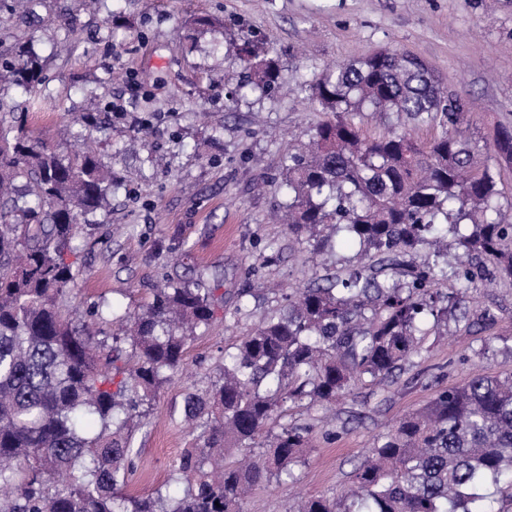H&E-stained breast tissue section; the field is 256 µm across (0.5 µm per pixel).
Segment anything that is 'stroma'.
Masks as SVG:
<instances>
[{
    "label": "stroma",
    "mask_w": 512,
    "mask_h": 512,
    "mask_svg": "<svg viewBox=\"0 0 512 512\" xmlns=\"http://www.w3.org/2000/svg\"><path fill=\"white\" fill-rule=\"evenodd\" d=\"M124 28L107 29V13ZM39 27L13 21L0 37L32 39L45 62L43 111L29 125L49 150L68 113L96 98L108 125L99 149L112 158L119 187L106 224L85 226L77 241L86 274L69 306L105 300L114 316L140 312L168 277L204 275L224 291V319L198 331L183 371L158 393L133 433L128 490L149 495L168 481L194 437L183 415L189 387L205 388L224 348L246 336L284 293L315 280L304 242L271 216L287 199L281 177L288 153L308 140L328 112L296 85L385 46L426 61L461 96L472 127L492 141L512 125V0H47ZM215 23L194 31L195 17ZM79 31L57 42L65 24ZM253 40L279 61L281 91L234 97L241 72L235 47ZM147 121L153 155L132 128ZM270 289L239 298L251 282ZM491 310L492 321L482 319ZM493 355L480 356L486 341ZM512 368V284L491 277L468 302V323L426 339L422 356L395 378L355 389L333 410L288 407L278 424L313 430V450L296 481L253 487L243 512H290L297 497L332 496L347 486L373 443L404 415L425 408L442 388Z\"/></svg>",
    "instance_id": "obj_1"
}]
</instances>
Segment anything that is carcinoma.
Returning a JSON list of instances; mask_svg holds the SVG:
<instances>
[{
	"instance_id": "obj_1",
	"label": "carcinoma",
	"mask_w": 512,
	"mask_h": 512,
	"mask_svg": "<svg viewBox=\"0 0 512 512\" xmlns=\"http://www.w3.org/2000/svg\"><path fill=\"white\" fill-rule=\"evenodd\" d=\"M42 5L18 0L12 12L35 22ZM8 51L5 77L32 98L0 121V512H241L254 485L293 480L310 451V427L272 434L274 416L393 376L421 355L427 322L466 318L487 264L512 281V217L498 182L512 168V128H498L492 147L480 144L462 99L407 50L384 47L326 70L301 85L332 118L283 160L286 228L322 262L343 236L357 246L354 261L322 285L288 292L281 310L224 349L204 392H186L184 415L199 433L172 467L182 492L131 494L132 431L196 330L224 312V294L201 279L167 278L109 337L74 324L62 301L85 268L70 244L84 225L107 223L117 179L84 136L100 113L68 120L79 145L70 155L33 135L43 60L27 41ZM239 54L240 89L279 88L268 51L245 39ZM366 112L395 127L365 137L354 118ZM407 123L442 132L421 145ZM110 314L103 302L84 309L99 322ZM256 446L259 457L224 464L228 448ZM489 486L512 493L508 368L439 391L377 441L349 490L310 498L298 512H497L482 493Z\"/></svg>"
}]
</instances>
